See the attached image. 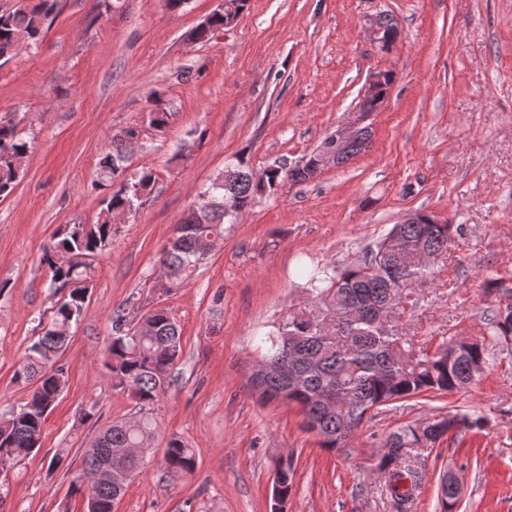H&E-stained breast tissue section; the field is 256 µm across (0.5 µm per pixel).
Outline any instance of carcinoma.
<instances>
[{
  "instance_id": "carcinoma-1",
  "label": "carcinoma",
  "mask_w": 512,
  "mask_h": 512,
  "mask_svg": "<svg viewBox=\"0 0 512 512\" xmlns=\"http://www.w3.org/2000/svg\"><path fill=\"white\" fill-rule=\"evenodd\" d=\"M56 0H37L0 13V61L13 58L22 48L38 41ZM224 28V13L213 11L208 25H196L187 33L195 43L209 41ZM172 113L163 109L149 112V126L162 133ZM140 130L126 127L112 134V151L98 161L99 188L103 192L97 223L67 224L55 242L43 250L41 262L47 265L55 287L67 290L59 299L49 323L14 373L29 385L26 400L7 416H0V454L15 459L40 447L48 412L63 393L67 377L62 367L48 375L43 366L58 360L65 351L73 325L80 320L88 294L93 288V262L112 245L117 232L112 224L116 214L134 210L155 191L152 169L143 167L126 178V162L138 147ZM30 144L11 120L0 119V197L5 198L18 185ZM313 155L305 167L271 168L266 184L252 179L250 168L240 160L228 167L209 186L212 203L198 202L177 222L173 237L159 253L158 262L167 275L166 290L172 291L189 280L197 265L209 255L215 243L224 239V224L234 223L256 197L274 184L291 186L309 182L316 174ZM454 225L395 224L394 234L405 248L427 246L441 255L448 251ZM383 245L365 252L363 258L329 274L325 270L299 267L314 298H328L339 318L336 335H328L310 319L296 317L282 327L269 343L264 359L283 360L288 369L302 372L300 383L290 386L286 375L266 376L256 389L266 403L296 405L303 427L319 437V445L329 451L344 450L364 423L396 403L413 398H437L470 388L484 371L487 350L478 342L464 343L465 337L442 341L435 351L413 349L399 325L381 331L375 324L377 312L391 293H401L408 283L427 277V267L406 260V255L382 254ZM492 335L500 340L512 336V311L496 310L489 323ZM113 336L104 366L112 388L128 396L138 408L134 417L118 421L101 431L84 454L82 471L101 474L96 488L97 512H112V502L122 495L128 481L142 473L147 452L158 426L147 407L164 391L173 367L182 352L181 330L165 308L148 311L136 321L127 319L125 310L112 313ZM485 417L450 411L424 423L407 426L390 434L374 465L394 504L401 508L411 501L418 480L409 464V449L433 448L448 433L457 435L482 429ZM166 474L176 481L192 474L196 467L194 449L182 440L168 439L164 454ZM123 464L128 480L108 479L107 470ZM295 480L290 460L278 464L273 490L289 501Z\"/></svg>"
}]
</instances>
